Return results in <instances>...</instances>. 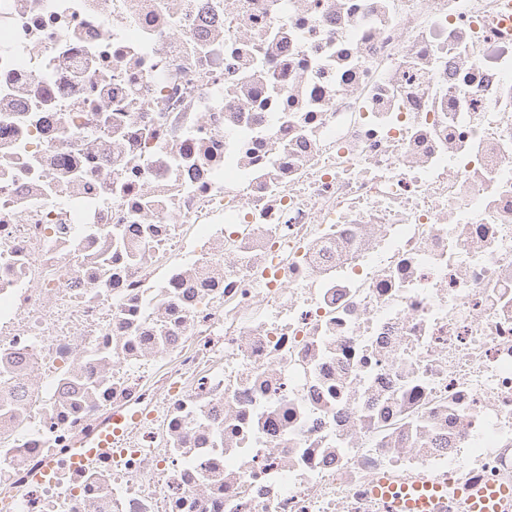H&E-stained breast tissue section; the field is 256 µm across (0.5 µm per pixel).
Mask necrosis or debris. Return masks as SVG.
<instances>
[{
	"label": "necrosis or debris",
	"instance_id": "4bbe7bcc",
	"mask_svg": "<svg viewBox=\"0 0 512 512\" xmlns=\"http://www.w3.org/2000/svg\"><path fill=\"white\" fill-rule=\"evenodd\" d=\"M512 0H0V512L512 486Z\"/></svg>",
	"mask_w": 512,
	"mask_h": 512
}]
</instances>
